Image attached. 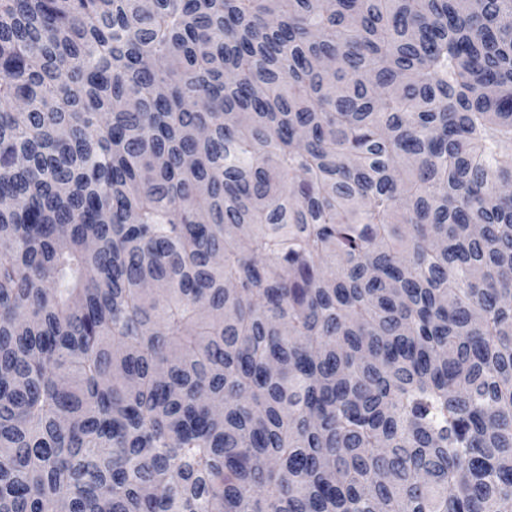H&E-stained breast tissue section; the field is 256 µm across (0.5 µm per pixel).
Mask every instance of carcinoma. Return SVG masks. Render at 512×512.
<instances>
[{
    "label": "carcinoma",
    "instance_id": "cac0c4a2",
    "mask_svg": "<svg viewBox=\"0 0 512 512\" xmlns=\"http://www.w3.org/2000/svg\"><path fill=\"white\" fill-rule=\"evenodd\" d=\"M0 512H512V0H0Z\"/></svg>",
    "mask_w": 512,
    "mask_h": 512
}]
</instances>
